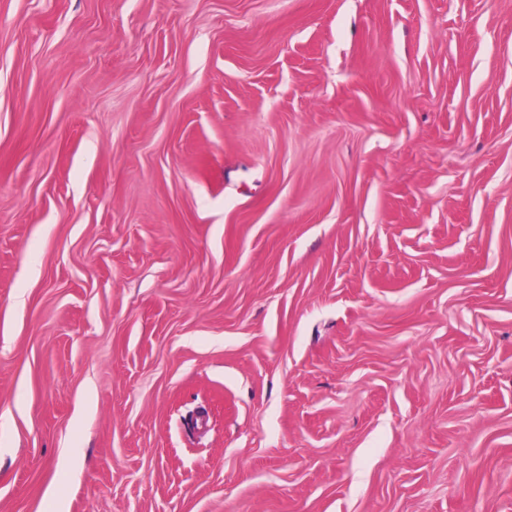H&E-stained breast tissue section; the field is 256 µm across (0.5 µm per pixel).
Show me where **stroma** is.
<instances>
[{
    "label": "stroma",
    "mask_w": 512,
    "mask_h": 512,
    "mask_svg": "<svg viewBox=\"0 0 512 512\" xmlns=\"http://www.w3.org/2000/svg\"><path fill=\"white\" fill-rule=\"evenodd\" d=\"M0 512H512V0H0Z\"/></svg>",
    "instance_id": "obj_1"
}]
</instances>
